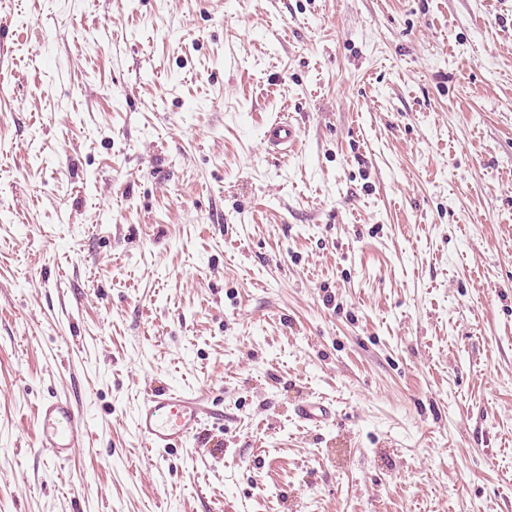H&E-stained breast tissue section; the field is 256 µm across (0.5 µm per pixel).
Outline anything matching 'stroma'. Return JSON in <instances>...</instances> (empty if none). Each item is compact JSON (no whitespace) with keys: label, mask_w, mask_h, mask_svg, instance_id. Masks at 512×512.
Instances as JSON below:
<instances>
[{"label":"stroma","mask_w":512,"mask_h":512,"mask_svg":"<svg viewBox=\"0 0 512 512\" xmlns=\"http://www.w3.org/2000/svg\"><path fill=\"white\" fill-rule=\"evenodd\" d=\"M0 512H512V0H0ZM299 135L288 118H279L269 123L264 132V141L269 150L279 153L295 148L299 142ZM207 413L199 396L169 387L151 388L135 415V428L144 448H180L200 434ZM37 445L56 461H67L85 439L86 425L67 397L43 401L34 413ZM295 414L301 421L308 423H321L331 416L330 409L320 401L305 402L295 409Z\"/></svg>","instance_id":"stroma-1"}]
</instances>
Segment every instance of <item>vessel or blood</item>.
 <instances>
[{
	"label": "vessel or blood",
	"instance_id": "1",
	"mask_svg": "<svg viewBox=\"0 0 512 512\" xmlns=\"http://www.w3.org/2000/svg\"><path fill=\"white\" fill-rule=\"evenodd\" d=\"M269 150L295 148L299 135L285 119L269 123L264 132ZM208 410L201 397L169 387L150 389L136 415L135 428L143 447L167 450L196 438ZM37 445L56 461L69 460L85 439L86 425L74 403L66 397L43 401L34 413Z\"/></svg>",
	"mask_w": 512,
	"mask_h": 512
}]
</instances>
